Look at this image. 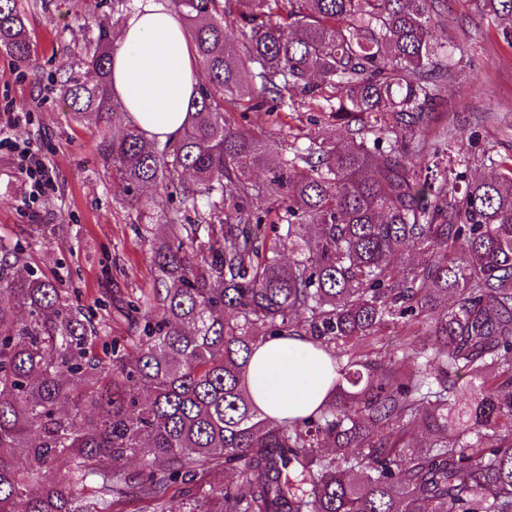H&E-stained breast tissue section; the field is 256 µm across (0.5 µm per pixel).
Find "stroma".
I'll return each mask as SVG.
<instances>
[{
	"instance_id": "35a3bbf8",
	"label": "stroma",
	"mask_w": 512,
	"mask_h": 512,
	"mask_svg": "<svg viewBox=\"0 0 512 512\" xmlns=\"http://www.w3.org/2000/svg\"><path fill=\"white\" fill-rule=\"evenodd\" d=\"M36 46L26 68L0 51V244L22 246L18 270L57 274L78 290L80 304L100 340L130 336L125 302L157 285L151 237L136 230V209L126 188L105 163V135L95 118L77 119L61 99V74L84 76L78 67L80 20L110 21L109 0H19ZM448 39L467 53L448 88V126L459 137L480 134L481 147L512 148V47L474 16L469 0H448ZM254 136L281 144L324 138L334 127L314 120L300 100L279 116L248 113L239 122ZM40 147L48 169L39 196L18 167L12 145Z\"/></svg>"
}]
</instances>
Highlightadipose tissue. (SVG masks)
Masks as SVG:
<instances>
[{"label":"adipose tissue","mask_w":512,"mask_h":512,"mask_svg":"<svg viewBox=\"0 0 512 512\" xmlns=\"http://www.w3.org/2000/svg\"><path fill=\"white\" fill-rule=\"evenodd\" d=\"M197 71L180 20L167 0H138L112 52V94L147 136L176 137L183 129ZM334 361L293 336L269 339L253 352L248 386L266 416L304 417L334 395Z\"/></svg>","instance_id":"1"}]
</instances>
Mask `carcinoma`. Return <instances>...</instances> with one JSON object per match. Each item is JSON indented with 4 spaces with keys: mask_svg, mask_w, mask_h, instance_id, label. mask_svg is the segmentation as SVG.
<instances>
[{
    "mask_svg": "<svg viewBox=\"0 0 512 512\" xmlns=\"http://www.w3.org/2000/svg\"><path fill=\"white\" fill-rule=\"evenodd\" d=\"M473 2L512 46V0ZM170 3L207 78L178 138L159 146L112 95L110 27L133 0L83 35L94 79L56 80L76 115L120 128L113 178L178 199L134 198L166 233L133 334L100 357L77 289L0 244V512H114L128 494L165 512L218 465L244 488L182 512H512V154L448 130V0ZM0 49L33 62L18 0H0ZM296 90L345 138L285 153L237 127ZM275 336L335 361L324 408L279 421L254 403L248 362Z\"/></svg>",
    "mask_w": 512,
    "mask_h": 512,
    "instance_id": "1",
    "label": "carcinoma"
}]
</instances>
